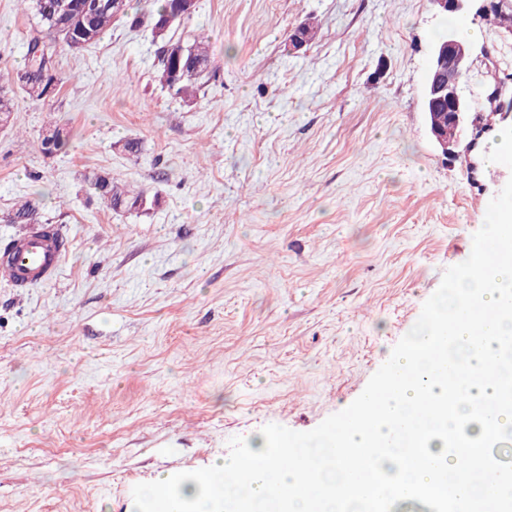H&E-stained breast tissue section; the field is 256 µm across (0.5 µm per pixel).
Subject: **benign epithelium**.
I'll return each mask as SVG.
<instances>
[{"label":"benign epithelium","instance_id":"obj_1","mask_svg":"<svg viewBox=\"0 0 512 512\" xmlns=\"http://www.w3.org/2000/svg\"><path fill=\"white\" fill-rule=\"evenodd\" d=\"M437 13L462 15L471 0H430ZM472 44L458 30L450 29L441 41L430 46L425 77L423 106L430 134L446 155L462 149L468 154L477 135L471 99L465 93L463 77L470 69Z\"/></svg>","mask_w":512,"mask_h":512}]
</instances>
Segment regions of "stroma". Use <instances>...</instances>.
I'll use <instances>...</instances> for the list:
<instances>
[{
  "label": "stroma",
  "instance_id": "stroma-1",
  "mask_svg": "<svg viewBox=\"0 0 512 512\" xmlns=\"http://www.w3.org/2000/svg\"><path fill=\"white\" fill-rule=\"evenodd\" d=\"M463 24L478 111L512 97V26ZM446 25L430 0H197L182 33H205L217 76L186 102L156 82L149 28L73 51L0 0V88L33 38L58 74L0 130V247L22 197L71 241L51 281L0 276V512H142L159 476L248 458L264 432L302 448L379 387L512 201V169L430 135ZM53 125L69 143L40 153ZM89 171L159 204L108 210Z\"/></svg>",
  "mask_w": 512,
  "mask_h": 512
}]
</instances>
